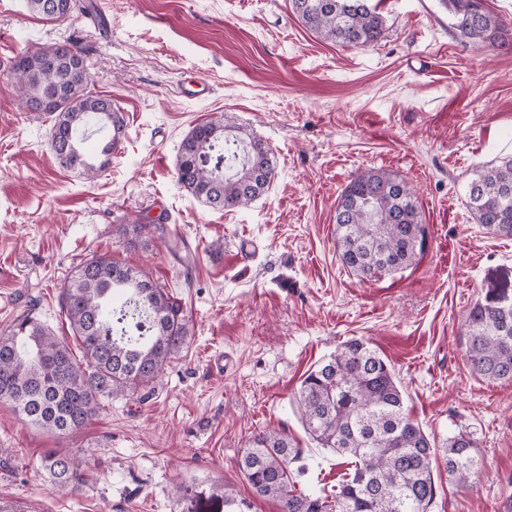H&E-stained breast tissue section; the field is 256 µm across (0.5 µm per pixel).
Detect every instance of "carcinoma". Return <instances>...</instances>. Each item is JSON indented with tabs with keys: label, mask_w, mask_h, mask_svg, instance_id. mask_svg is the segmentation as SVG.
<instances>
[{
	"label": "carcinoma",
	"mask_w": 512,
	"mask_h": 512,
	"mask_svg": "<svg viewBox=\"0 0 512 512\" xmlns=\"http://www.w3.org/2000/svg\"><path fill=\"white\" fill-rule=\"evenodd\" d=\"M459 34L478 46L509 36L482 0H438ZM29 11L51 21L69 19L76 0H26ZM292 12L316 35L342 47L370 48L384 32V17L372 0H290ZM55 43L14 58L9 78L30 112L53 117L49 146L58 163L94 179L106 168L124 125L117 108L90 88L88 65L75 44ZM91 123L109 128L102 160L81 151L79 132ZM238 145L224 138L216 121L193 127L182 139L176 174L194 198L216 210L244 208L274 177L269 151L249 141L237 167ZM467 206L476 223L512 237V154L477 171ZM336 244L341 263L371 279L411 266L427 241L417 200L408 184L386 170L358 174L336 206ZM74 338L70 345L27 310L0 332V402L29 423L59 435L80 431L104 400L150 386L190 334L181 307L142 270L99 256L76 266L60 294ZM472 371L491 382L512 381V290L499 288L469 312L464 333ZM294 401L305 431L322 448L350 459L353 472L331 496L313 498L295 490L288 436L262 433L244 449L238 467L253 493L280 502L282 512H427L435 496L431 459L443 453L448 475L467 483L479 461L474 439L448 438L439 449L415 423L405 396L385 360L367 341L352 338L301 382ZM83 462L47 453L41 469L67 493L83 484Z\"/></svg>",
	"instance_id": "obj_1"
}]
</instances>
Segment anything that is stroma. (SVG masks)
Masks as SVG:
<instances>
[{
    "mask_svg": "<svg viewBox=\"0 0 512 512\" xmlns=\"http://www.w3.org/2000/svg\"><path fill=\"white\" fill-rule=\"evenodd\" d=\"M77 3L69 20L48 22L25 0H0V331L32 308L68 336L61 291L78 263L103 255L167 288L190 336L155 383L107 401L76 435L0 403V506L281 512L237 465L271 429L299 452L297 490L328 495L348 466L309 437L293 399L309 371L361 338L437 446L459 432L476 441L473 483L436 460L427 512H512V382L473 373L463 343L470 309L512 288V237L489 233L466 206L473 174L512 153V47L476 48L438 0H379L384 34L366 49L322 41L289 0ZM69 38L86 50L95 92L127 120L92 182L58 164L50 117L26 111L8 79L14 56ZM188 83L204 98L180 96ZM210 120L271 154L269 189L248 207L211 209L177 181L181 140ZM366 169L408 182L429 232L414 265L372 280L347 270L336 246L337 201ZM161 218L177 251L117 231ZM224 353L228 370H212ZM51 451L84 460L81 491L43 473Z\"/></svg>",
    "mask_w": 512,
    "mask_h": 512,
    "instance_id": "1",
    "label": "stroma"
}]
</instances>
